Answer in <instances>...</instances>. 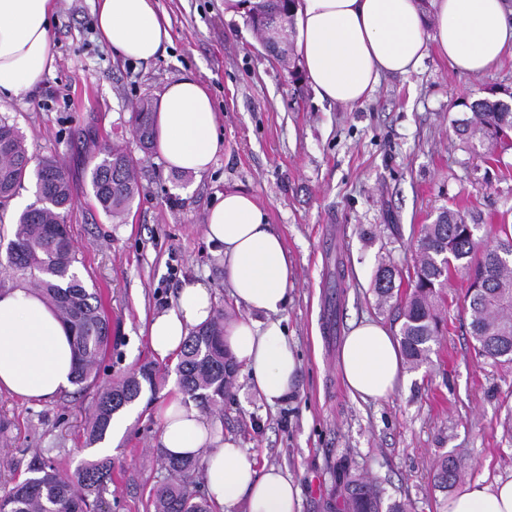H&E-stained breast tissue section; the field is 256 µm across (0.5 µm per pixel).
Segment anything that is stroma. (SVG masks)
Listing matches in <instances>:
<instances>
[{"instance_id":"35a3bbf8","label":"stroma","mask_w":512,"mask_h":512,"mask_svg":"<svg viewBox=\"0 0 512 512\" xmlns=\"http://www.w3.org/2000/svg\"><path fill=\"white\" fill-rule=\"evenodd\" d=\"M172 43L150 61L125 60L95 27L96 0H59L51 18L52 63L38 89L0 98V116L25 134L33 159L55 157L73 205L65 214L85 283L100 291L111 344L97 383L152 366L163 384L124 408L125 434L107 458L112 480L101 512H152L167 473L154 462L157 410L179 394L174 356L156 355L143 319L171 309L184 283L207 284L230 319L241 310L224 286L218 255L204 235L209 207L227 190L251 194L281 235L295 266L283 317L301 372L294 392L270 406L238 372L219 421L225 436L276 465L301 489V512H336L335 470L377 481L386 500L409 512H439L444 499L433 463L458 458L463 481L512 478V364L479 357L464 309L466 281L455 275L439 313L447 329L427 363L406 369L391 396L362 401L348 392L338 364L351 322L369 318L399 333L398 305L413 288L422 225L445 208H472L479 237L512 224V150L488 164L465 149L451 120L458 98L482 88H512V57L487 72L455 71L429 53L417 72L382 79L363 105L321 99L308 79L294 80L263 46L245 13L227 15L224 0H158ZM207 87L224 149L200 177L169 169L142 151L131 113L158 99L185 72ZM120 143L137 162L140 190L121 224L112 223L87 179L89 158ZM395 270L394 297L374 292L381 265ZM94 389L72 388L49 401L0 392V415L12 422L0 445V485L29 477L42 453L75 475L99 454L86 444Z\"/></svg>"}]
</instances>
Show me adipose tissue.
<instances>
[{"label":"adipose tissue","instance_id":"obj_1","mask_svg":"<svg viewBox=\"0 0 512 512\" xmlns=\"http://www.w3.org/2000/svg\"><path fill=\"white\" fill-rule=\"evenodd\" d=\"M55 0H0V96L35 89L52 60ZM97 32L122 57L148 61L171 43L157 0H98ZM294 49L310 84L326 100L354 106L383 75L416 71L436 50L462 73H482L512 53L506 0H298ZM156 147L167 165L202 176L224 147L213 100L190 72L168 84L156 115ZM205 236L222 258L224 285L245 316L225 330L253 394L273 405L294 390L301 364L281 315L295 277L280 234L249 195L228 191L210 206ZM211 288L189 282L173 308L152 317L146 334L162 358L178 354L190 330L214 309ZM72 334L46 301L25 288L0 292V392L27 401L59 396L71 385ZM339 365L352 397L392 395L404 378L400 343L382 324H352ZM160 445L174 455L202 454L201 480L213 512H300V489L279 467L253 458L193 404L173 397L159 410ZM444 512H512V479L461 484Z\"/></svg>","mask_w":512,"mask_h":512}]
</instances>
